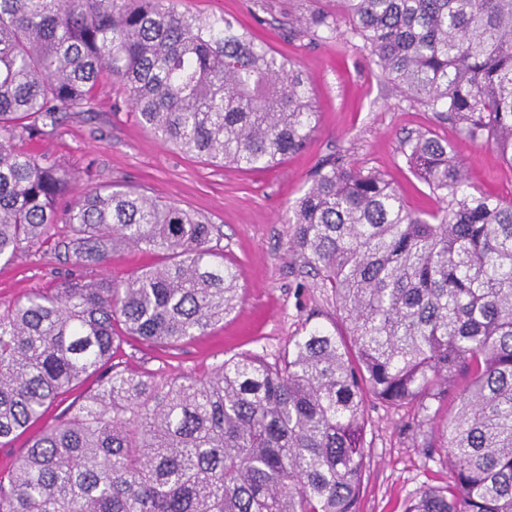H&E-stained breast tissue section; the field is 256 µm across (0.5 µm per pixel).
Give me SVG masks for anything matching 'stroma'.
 <instances>
[{"instance_id":"1","label":"stroma","mask_w":512,"mask_h":512,"mask_svg":"<svg viewBox=\"0 0 512 512\" xmlns=\"http://www.w3.org/2000/svg\"><path fill=\"white\" fill-rule=\"evenodd\" d=\"M327 0H179L203 18L236 19L306 76L319 111L306 148L277 166L220 167L163 144L144 128L118 85L102 81L89 111L72 116L48 137L29 141L73 178L70 193L118 185L172 201L221 228L220 246L239 271L243 298L205 334L174 348L123 337L114 364L163 381L202 378L224 359L246 353L277 358L315 325L340 328L331 292L309 276L289 249L288 218L311 185L317 166L342 154L356 166L383 172L414 209L437 203L402 152L407 136L431 131L460 155L471 190L512 200V167L496 151L469 142L433 112L403 99L356 39L313 40L289 33L288 19L325 7ZM70 269L55 240L0 262V304L50 287ZM368 467L360 512H402L407 498L448 482V457L438 425L420 423L416 408L365 399Z\"/></svg>"}]
</instances>
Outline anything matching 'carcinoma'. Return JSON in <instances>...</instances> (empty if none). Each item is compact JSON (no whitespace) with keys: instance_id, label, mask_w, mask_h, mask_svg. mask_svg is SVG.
Instances as JSON below:
<instances>
[{"instance_id":"cac0c4a2","label":"carcinoma","mask_w":512,"mask_h":512,"mask_svg":"<svg viewBox=\"0 0 512 512\" xmlns=\"http://www.w3.org/2000/svg\"><path fill=\"white\" fill-rule=\"evenodd\" d=\"M288 25L360 40L406 100L512 166V0H336ZM103 78L155 137L222 166L276 164L318 120L302 71L224 17L177 0H0V261L57 224L80 272L129 248L160 257L121 284L74 274L0 308V447L42 424L0 474V512H359L364 394L426 413L462 372L439 424L448 484L403 512H512V201L468 191L430 132L403 142L430 212L382 172L326 159L289 248L344 334L314 326L272 362L160 385L107 366L116 330L171 347L202 335L235 309L239 275L212 245L219 227L174 203L106 185L59 210L68 173L19 144L87 111ZM88 375L96 387L47 420Z\"/></svg>"}]
</instances>
